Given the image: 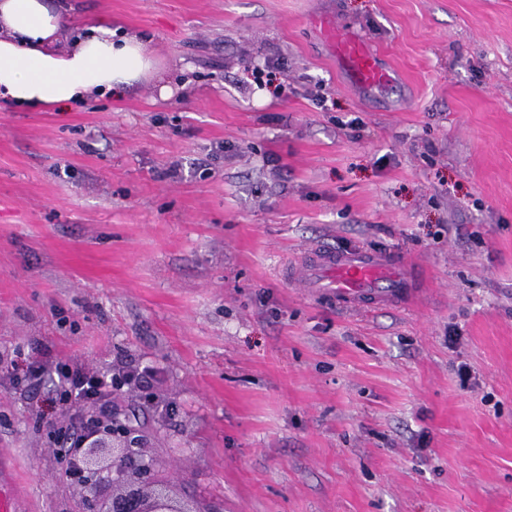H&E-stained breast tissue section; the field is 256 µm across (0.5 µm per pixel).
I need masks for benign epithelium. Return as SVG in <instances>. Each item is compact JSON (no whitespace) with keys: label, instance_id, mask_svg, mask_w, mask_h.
I'll return each instance as SVG.
<instances>
[{"label":"benign epithelium","instance_id":"1","mask_svg":"<svg viewBox=\"0 0 512 512\" xmlns=\"http://www.w3.org/2000/svg\"><path fill=\"white\" fill-rule=\"evenodd\" d=\"M79 452L75 479L96 484L92 494L83 496L80 512H199L155 482L145 463L146 448L133 443L115 420L99 418Z\"/></svg>","mask_w":512,"mask_h":512}]
</instances>
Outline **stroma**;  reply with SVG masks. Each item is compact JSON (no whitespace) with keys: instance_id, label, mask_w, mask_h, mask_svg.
Wrapping results in <instances>:
<instances>
[{"instance_id":"1","label":"stroma","mask_w":512,"mask_h":512,"mask_svg":"<svg viewBox=\"0 0 512 512\" xmlns=\"http://www.w3.org/2000/svg\"><path fill=\"white\" fill-rule=\"evenodd\" d=\"M65 6L59 49L133 30L164 79L0 105V476L21 512L78 510L50 370L118 363L146 375L113 411L200 512H512V0ZM336 28L386 86L351 77ZM319 243L399 249L426 290L315 299L287 269Z\"/></svg>"}]
</instances>
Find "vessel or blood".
Segmentation results:
<instances>
[{"label":"vessel or blood","mask_w":512,"mask_h":512,"mask_svg":"<svg viewBox=\"0 0 512 512\" xmlns=\"http://www.w3.org/2000/svg\"><path fill=\"white\" fill-rule=\"evenodd\" d=\"M336 50L362 83L382 85L390 81V72L358 41L337 40ZM301 274L325 300L350 308L405 305L418 278L417 271L398 249L359 245L343 249L314 245L305 253Z\"/></svg>","instance_id":"1"}]
</instances>
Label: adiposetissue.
<instances>
[{
    "label": "adipose tissue",
    "mask_w": 512,
    "mask_h": 512,
    "mask_svg": "<svg viewBox=\"0 0 512 512\" xmlns=\"http://www.w3.org/2000/svg\"><path fill=\"white\" fill-rule=\"evenodd\" d=\"M64 15L52 0H0V102L66 107L119 91L163 70L135 32L94 26L64 51Z\"/></svg>",
    "instance_id": "obj_1"
}]
</instances>
